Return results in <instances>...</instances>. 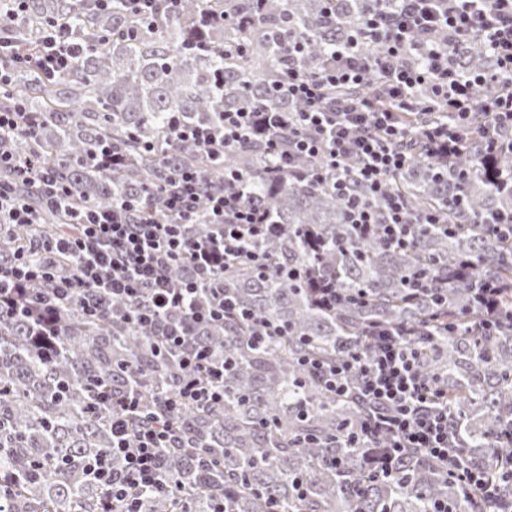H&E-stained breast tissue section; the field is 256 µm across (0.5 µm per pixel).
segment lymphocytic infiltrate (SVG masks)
Segmentation results:
<instances>
[{
    "instance_id": "lymphocytic-infiltrate-1",
    "label": "lymphocytic infiltrate",
    "mask_w": 512,
    "mask_h": 512,
    "mask_svg": "<svg viewBox=\"0 0 512 512\" xmlns=\"http://www.w3.org/2000/svg\"><path fill=\"white\" fill-rule=\"evenodd\" d=\"M365 20L315 76L288 71V96L301 103L298 112H228L215 126H191L171 117L169 137L203 149L215 161L226 151L263 142L289 177L325 185L343 204L356 236L380 235L387 246L409 247L421 224H442V213L412 216L392 178L412 159L413 145L428 157L449 160L461 152L473 111L485 117L487 154L512 146V0H395ZM483 39L493 64L465 70L461 53L471 34ZM375 46L374 55L361 52ZM83 46L64 35L45 33L37 51L22 52L0 32V86L14 72L27 70L52 79L68 71ZM490 95L475 101L476 85ZM438 110L455 114L452 124L418 127L411 114ZM36 131V115L0 111V169L19 181L37 177L46 205L72 211L73 219L56 235L34 239L29 250L0 261V308L33 320L40 340L53 347L57 314L80 302L96 319L105 307L119 306L131 325L156 333L160 346L179 359L181 379L163 411L145 407L136 392L118 393L97 383L95 399L112 417V452L123 466L112 471L102 461L92 466L103 487L100 512H140V491L162 479V449L175 447L174 412L184 405L217 408L224 404V364L198 332L215 322L245 326L250 342L265 346L283 335L278 321L240 306L224 293V276L247 268L267 277L279 266L258 247L277 232L269 212L250 201L251 182L241 172L225 170L224 184L212 187L200 172H175L163 206L167 218H136L141 200L108 209L74 203L71 189L50 167L33 168L8 148L5 138L19 123ZM309 159L296 167L297 158ZM206 200L216 222L205 235L189 226L199 200ZM69 258L72 268L59 274L54 255ZM181 264L188 275L172 279ZM413 327L383 321L370 323L367 351L345 352L333 360L303 359L308 376L325 392L356 397L371 407L361 439L379 443L377 470L392 473L409 450L424 452L449 477L471 488L496 512H512L503 483L512 468L491 477L457 451L455 426L448 413V390L423 375L412 345Z\"/></svg>"
}]
</instances>
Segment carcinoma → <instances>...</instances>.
I'll list each match as a JSON object with an SVG mask.
<instances>
[{
  "mask_svg": "<svg viewBox=\"0 0 512 512\" xmlns=\"http://www.w3.org/2000/svg\"><path fill=\"white\" fill-rule=\"evenodd\" d=\"M379 6L335 0L330 11L324 0H176L152 21L119 2L94 11L90 0H39L16 28L17 43L29 50L50 19L89 45L58 78L18 71L0 89L1 107L20 104L40 118L35 134L20 123L9 147L53 166L76 203L108 207L145 194L161 219L160 200L176 170L197 169L222 187L224 168L236 169L250 178L252 201L281 225L261 249L280 264L334 276L336 287L354 296L325 309L302 281L224 275V291L284 323L288 335L255 349L242 327L205 329L215 354L231 364L224 406L179 410V443L163 449L164 482L143 494L141 512H489L420 454L403 458L390 477L369 470L368 449L349 440L365 407L327 394L299 359L366 351L364 329L374 320L417 326L423 373L448 386L460 454L490 472L512 463L502 434L512 421V318L479 331L473 304L475 289L494 283L504 288V309H512V240L488 231L512 211V152L498 151L489 165L474 131L449 163L415 155L395 181L410 212H442L461 230L450 235L440 224H423L411 247L393 250L376 236L355 238L343 204L325 186L270 172L263 148L234 149L219 164L167 135L173 115L200 125L241 107L298 111L286 85L288 35L307 42L296 68L313 75ZM214 12L224 21L202 26ZM245 14L254 20L247 31L236 24ZM462 64L490 66L478 36L469 38ZM103 141L120 149L124 165L82 163ZM24 190L38 211V231L71 221L68 211L44 208L34 185ZM210 223L201 200L191 231L205 233ZM31 236L1 232L0 259ZM424 269L445 298L439 310L429 299L403 300L408 277ZM58 327L55 348L41 351L27 322L0 315V471L18 476L12 495L0 501L6 512H98L101 487L86 464L110 451L112 428L92 409L95 384L134 389L152 407L173 392L179 375L154 333L128 325L120 311L92 321L72 305Z\"/></svg>",
  "mask_w": 512,
  "mask_h": 512,
  "instance_id": "obj_1",
  "label": "carcinoma"
}]
</instances>
